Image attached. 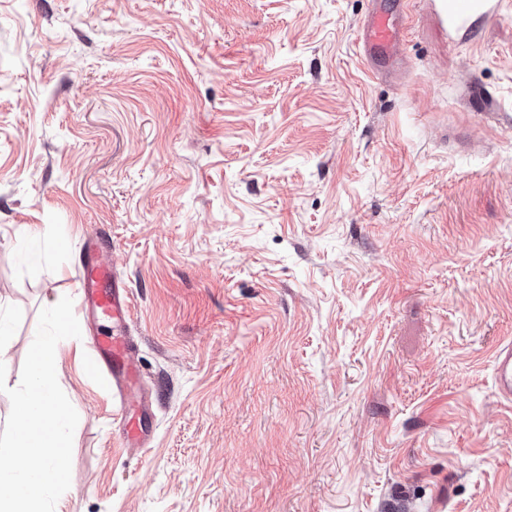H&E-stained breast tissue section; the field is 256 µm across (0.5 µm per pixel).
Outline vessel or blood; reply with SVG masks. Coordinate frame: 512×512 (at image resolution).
<instances>
[{"label":"vessel or blood","mask_w":512,"mask_h":512,"mask_svg":"<svg viewBox=\"0 0 512 512\" xmlns=\"http://www.w3.org/2000/svg\"><path fill=\"white\" fill-rule=\"evenodd\" d=\"M455 34L468 28L477 16L512 15V0H426ZM405 27L396 22L388 11L370 10L364 23L361 39L366 63H373L374 54L388 51L404 36ZM104 244L101 240L87 238L80 254L81 276L79 283L84 305L89 306L95 318L112 321L115 331L110 335L97 334L91 348L94 364L99 371L112 377L121 399H128L139 384L141 373L138 354L133 341L126 333L132 317V299L117 280L111 263L100 257ZM495 388L503 402L512 403V344L499 346L493 358ZM123 444L128 448H141L149 442V412L141 410L139 416L119 413Z\"/></svg>","instance_id":"obj_1"}]
</instances>
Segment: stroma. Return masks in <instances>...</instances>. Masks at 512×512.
<instances>
[{
    "instance_id": "stroma-1",
    "label": "stroma",
    "mask_w": 512,
    "mask_h": 512,
    "mask_svg": "<svg viewBox=\"0 0 512 512\" xmlns=\"http://www.w3.org/2000/svg\"><path fill=\"white\" fill-rule=\"evenodd\" d=\"M369 8L0 0L6 383L94 233L154 399L124 447L75 308L65 512H512V16L371 71ZM495 388L503 402L512 403V344L499 346L493 358Z\"/></svg>"
}]
</instances>
